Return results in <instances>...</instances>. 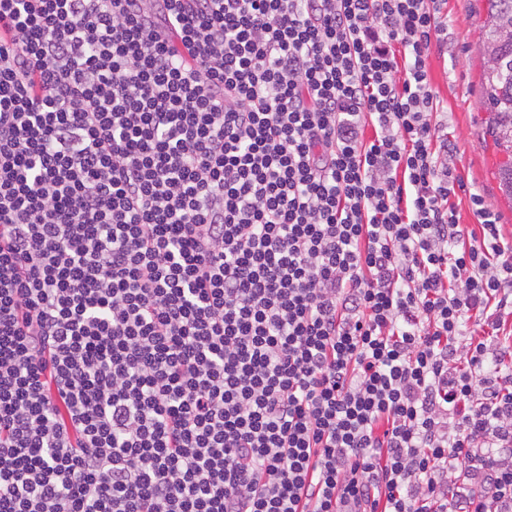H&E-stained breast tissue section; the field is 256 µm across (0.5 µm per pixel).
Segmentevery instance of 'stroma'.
<instances>
[{"label":"stroma","instance_id":"35a3bbf8","mask_svg":"<svg viewBox=\"0 0 512 512\" xmlns=\"http://www.w3.org/2000/svg\"><path fill=\"white\" fill-rule=\"evenodd\" d=\"M442 11L448 21V46L431 55L429 73L440 102L436 120L452 145L448 164L464 178V189L453 198L456 213L461 224H476L469 195L481 193L486 206L499 214L504 236L512 239V201L498 178L503 156L485 133L489 115L481 104L480 42L488 4L486 0H445Z\"/></svg>","mask_w":512,"mask_h":512}]
</instances>
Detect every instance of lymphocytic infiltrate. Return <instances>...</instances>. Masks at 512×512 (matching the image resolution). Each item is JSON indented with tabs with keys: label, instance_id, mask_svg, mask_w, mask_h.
<instances>
[{
	"label": "lymphocytic infiltrate",
	"instance_id": "1",
	"mask_svg": "<svg viewBox=\"0 0 512 512\" xmlns=\"http://www.w3.org/2000/svg\"><path fill=\"white\" fill-rule=\"evenodd\" d=\"M442 2L0 0V512H512Z\"/></svg>",
	"mask_w": 512,
	"mask_h": 512
}]
</instances>
